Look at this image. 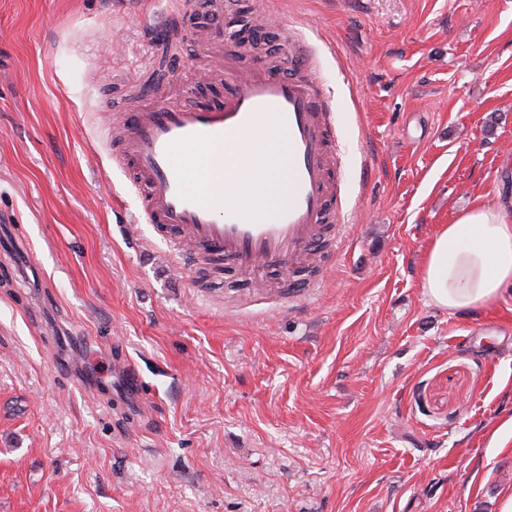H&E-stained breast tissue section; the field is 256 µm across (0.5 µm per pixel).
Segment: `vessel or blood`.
Returning <instances> with one entry per match:
<instances>
[{
	"label": "vessel or blood",
	"instance_id": "b4317fda",
	"mask_svg": "<svg viewBox=\"0 0 512 512\" xmlns=\"http://www.w3.org/2000/svg\"><path fill=\"white\" fill-rule=\"evenodd\" d=\"M122 123V153L147 189L144 214L181 259L221 257L242 274L261 264L294 269L310 262L335 189L326 149L334 136L332 109L315 86L254 66L222 106L132 108ZM273 128L285 134L287 202L267 206L244 192L225 201L217 155L232 153L239 167L270 178L257 154ZM198 178L205 191L195 188Z\"/></svg>",
	"mask_w": 512,
	"mask_h": 512
}]
</instances>
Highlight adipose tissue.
I'll return each instance as SVG.
<instances>
[{
    "instance_id": "1",
    "label": "adipose tissue",
    "mask_w": 512,
    "mask_h": 512,
    "mask_svg": "<svg viewBox=\"0 0 512 512\" xmlns=\"http://www.w3.org/2000/svg\"><path fill=\"white\" fill-rule=\"evenodd\" d=\"M422 287L451 312L503 299L512 289V207L479 199L442 225L427 248Z\"/></svg>"
}]
</instances>
